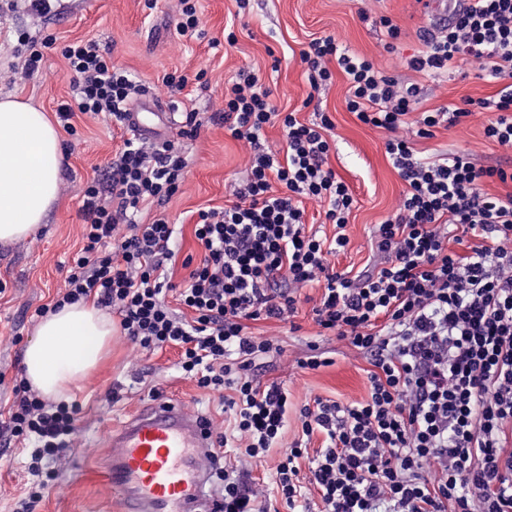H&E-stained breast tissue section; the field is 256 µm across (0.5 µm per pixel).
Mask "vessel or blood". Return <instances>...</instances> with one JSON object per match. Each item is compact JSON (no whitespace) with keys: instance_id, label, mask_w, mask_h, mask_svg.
<instances>
[{"instance_id":"b4317fda","label":"vessel or blood","mask_w":512,"mask_h":512,"mask_svg":"<svg viewBox=\"0 0 512 512\" xmlns=\"http://www.w3.org/2000/svg\"><path fill=\"white\" fill-rule=\"evenodd\" d=\"M159 114L155 103L139 105L132 131L151 132L147 119ZM109 441L103 486L115 512H220L211 479V428L178 400L144 407L113 427Z\"/></svg>"}]
</instances>
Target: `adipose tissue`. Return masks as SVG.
I'll return each instance as SVG.
<instances>
[{
  "mask_svg": "<svg viewBox=\"0 0 512 512\" xmlns=\"http://www.w3.org/2000/svg\"><path fill=\"white\" fill-rule=\"evenodd\" d=\"M59 133L45 112L0 98V243L27 239L59 194ZM112 322L90 302L49 313L25 350V377L43 396L62 398L98 363Z\"/></svg>",
  "mask_w": 512,
  "mask_h": 512,
  "instance_id": "ef3b65f1",
  "label": "adipose tissue"
}]
</instances>
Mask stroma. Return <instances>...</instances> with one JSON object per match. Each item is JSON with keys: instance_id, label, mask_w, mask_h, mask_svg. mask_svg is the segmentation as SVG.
I'll return each instance as SVG.
<instances>
[{"instance_id": "35a3bbf8", "label": "stroma", "mask_w": 512, "mask_h": 512, "mask_svg": "<svg viewBox=\"0 0 512 512\" xmlns=\"http://www.w3.org/2000/svg\"><path fill=\"white\" fill-rule=\"evenodd\" d=\"M198 6L205 31L201 38L177 32V0H154L150 9L145 0H58L55 13L45 17L32 12L27 0H14L9 9L0 7V96L14 95L51 116L60 104L71 101L72 76L60 52L45 54L39 73L22 74L25 55L16 49L18 37L38 39L52 34L62 45L92 39L109 50L113 64L134 73L148 95L170 112L167 138L178 137L182 113H196L201 124L198 135L182 141L188 161L182 186L163 209L178 227L182 258L201 256L193 231L198 209L224 205L231 185L246 177L240 142L211 120L224 106L228 80L240 69L260 74L279 111L297 112L304 122L326 112L335 124L328 164L356 200L347 227L350 242L330 259L339 272L375 262L373 229L395 213L405 185L386 156V132L361 123L347 110L344 75L335 73L331 86L311 94L301 51L313 39L332 37L342 48L371 59L382 73L418 83L424 110L477 101L502 86L470 62L439 76L407 67V60L423 48L418 30L437 24L417 0H250L243 14L235 0H199ZM382 15L390 16L402 30L391 52L375 24ZM229 31L236 36L235 44H227L224 38ZM174 71L191 77L176 100L162 82ZM487 119V112L474 109L466 122L439 128L433 137L416 140L415 146L428 157L464 151L479 165L512 170V149L484 136ZM73 123L76 135H60L68 149L62 154L57 202L29 239L0 244V338L6 340L0 345V422L6 420L13 401L12 382L24 374L25 349L41 322L37 311L52 303L80 246L81 190L90 178L104 175L123 141L122 130L101 119L79 114ZM321 293L317 285L303 288L297 332L275 321L252 325L253 331L275 338L279 345L277 352L261 360L254 377L263 384L277 382L286 387L289 406L281 441L270 450L267 462L251 467V478L272 481V465L295 439L300 428L298 411L306 401L320 396L349 404L368 395V361L347 341L318 334L312 307ZM313 344L328 353L331 365L315 371L299 368L297 359L307 355ZM177 359L176 349L148 353L113 335L97 367L67 399L79 411V437L93 443V452L70 449L68 467L52 487L46 477L34 476L28 469L32 441L22 437L12 442L0 452V512H17L20 498L31 490L40 495L36 512H110L100 490L109 430L126 413L157 397L184 401L189 411L208 420L213 432H222L225 414L219 394L181 377L175 368Z\"/></svg>"}]
</instances>
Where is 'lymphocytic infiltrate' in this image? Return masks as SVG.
<instances>
[{
	"label": "lymphocytic infiltrate",
	"instance_id": "lymphocytic-infiltrate-1",
	"mask_svg": "<svg viewBox=\"0 0 512 512\" xmlns=\"http://www.w3.org/2000/svg\"><path fill=\"white\" fill-rule=\"evenodd\" d=\"M452 20L422 32L424 48L410 69L438 75L480 63L503 80L479 100L489 112L487 139L512 149V0H449ZM26 45V74L38 73L45 50L60 48L73 79V101L57 115L71 128L75 113L125 126L144 89L93 40ZM336 60L348 81L346 107L363 124L385 130L386 153L406 189L371 247L380 263L351 276L328 258L344 250L355 199L326 159L334 123H311L279 111L259 74L239 70L224 90V125L247 155V179L231 203L199 210L194 235L200 259L177 260L176 230L165 215L136 217L180 189L186 159L178 142L132 136L110 161L106 181L82 190L83 246L53 303L93 300L119 317V332L142 350L177 349L176 368L202 389L224 395L231 434H218L211 460L222 512H272L281 499L295 512L305 500L300 479L309 462L322 512H512V192L492 195L487 181L512 172L484 167L465 152L420 157L412 137L461 124L469 109L420 110V88L384 75L364 57L340 51L330 37L302 51L312 91L328 86ZM281 124L285 153L262 151L266 126ZM411 135H404V128ZM325 204L333 237L308 229L304 201ZM186 274L173 283L175 265ZM323 286L312 309L321 335L347 340L369 357L368 396L347 405L321 397L299 410L301 432L279 458L269 486L230 469L235 458L264 461L286 426L288 392L260 385L253 365L276 345L249 331L251 321L292 323L300 292ZM174 292L177 313L165 301ZM1 437H32L33 471L64 469L77 434L76 412L53 404L24 380ZM319 448H311L314 435Z\"/></svg>",
	"mask_w": 512,
	"mask_h": 512
}]
</instances>
